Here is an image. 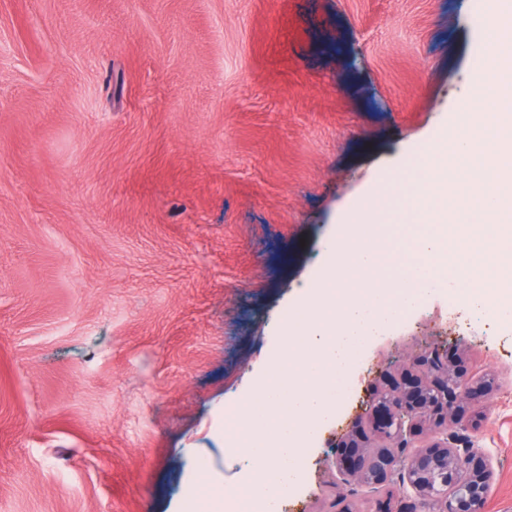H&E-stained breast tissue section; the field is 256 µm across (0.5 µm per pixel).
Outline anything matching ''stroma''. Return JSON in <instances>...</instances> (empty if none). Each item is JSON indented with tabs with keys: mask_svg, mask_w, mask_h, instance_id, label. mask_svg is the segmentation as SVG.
Wrapping results in <instances>:
<instances>
[{
	"mask_svg": "<svg viewBox=\"0 0 512 512\" xmlns=\"http://www.w3.org/2000/svg\"><path fill=\"white\" fill-rule=\"evenodd\" d=\"M472 0H0V512H173L240 487L248 403L341 217L475 111ZM455 284L361 352L283 512H337L336 445L422 345L488 397L467 435L512 512V321Z\"/></svg>",
	"mask_w": 512,
	"mask_h": 512,
	"instance_id": "35a3bbf8",
	"label": "stroma"
}]
</instances>
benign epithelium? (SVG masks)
I'll return each mask as SVG.
<instances>
[{
	"label": "benign epithelium",
	"instance_id": "1",
	"mask_svg": "<svg viewBox=\"0 0 512 512\" xmlns=\"http://www.w3.org/2000/svg\"><path fill=\"white\" fill-rule=\"evenodd\" d=\"M419 375L373 393L366 419L338 444L336 468L349 494H339L340 512H357L348 495L360 486L406 484L420 512H484L494 471L490 458L457 433L462 404L489 391L458 369L459 356L430 348L413 360ZM432 439L410 449L422 430Z\"/></svg>",
	"mask_w": 512,
	"mask_h": 512
}]
</instances>
